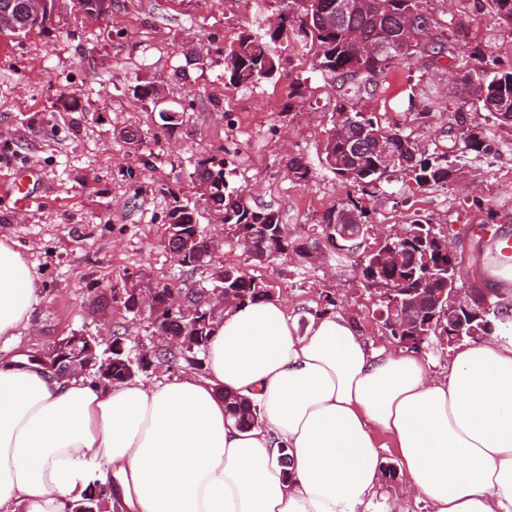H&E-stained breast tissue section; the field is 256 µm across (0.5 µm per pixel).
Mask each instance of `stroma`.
I'll return each instance as SVG.
<instances>
[{
    "label": "stroma",
    "instance_id": "obj_1",
    "mask_svg": "<svg viewBox=\"0 0 512 512\" xmlns=\"http://www.w3.org/2000/svg\"><path fill=\"white\" fill-rule=\"evenodd\" d=\"M427 7L439 20L463 23L454 59H413L356 105L400 123L426 157L448 147V124L462 105L456 72L481 55L512 66V29L494 24L482 0H429ZM275 16L270 0H112L101 18L62 0L50 32L0 35V237L37 277L32 325L17 347L0 345L1 356L44 351L74 333L106 339L119 332L147 342V318L125 312L113 291L131 276L144 289L206 277V269L181 266L164 247L168 213L190 196L200 156L225 159L231 183L250 204L277 210L290 239L315 236L323 213L349 190L322 161L336 93L331 77L314 67L315 46L273 44L284 60L281 76L251 89L234 88L224 76L225 48ZM141 81L160 87V104L134 97ZM298 83L303 97H290ZM426 89L434 92L431 117L418 122L414 110ZM163 108L184 113V124L159 126ZM467 120L485 125L490 149L469 152L446 186L420 190L398 176L364 199L379 229L416 213L447 227L465 295L512 284L490 271L486 253L496 240L512 239V207L501 202L512 188V126L486 122L481 112ZM127 129L139 130L136 145L122 139ZM291 157L310 166L309 182L289 176ZM29 165L41 180L32 203L19 209L10 186ZM200 225L221 241L225 265L272 288L289 311H322L325 296H333L337 312L372 346L391 347L376 318L377 298L357 283L349 262L332 253L306 266L293 253L259 262L224 243L222 224L204 216Z\"/></svg>",
    "mask_w": 512,
    "mask_h": 512
}]
</instances>
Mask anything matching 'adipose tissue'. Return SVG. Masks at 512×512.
<instances>
[{"label":"adipose tissue","instance_id":"obj_1","mask_svg":"<svg viewBox=\"0 0 512 512\" xmlns=\"http://www.w3.org/2000/svg\"><path fill=\"white\" fill-rule=\"evenodd\" d=\"M35 303L31 266L0 240V342ZM228 392L257 424L227 418ZM382 434L400 480L385 512H512V341L462 346L435 374L341 314L302 325L270 299L225 311L201 374L104 385L0 359V512H72L96 485L120 512H370Z\"/></svg>","mask_w":512,"mask_h":512}]
</instances>
